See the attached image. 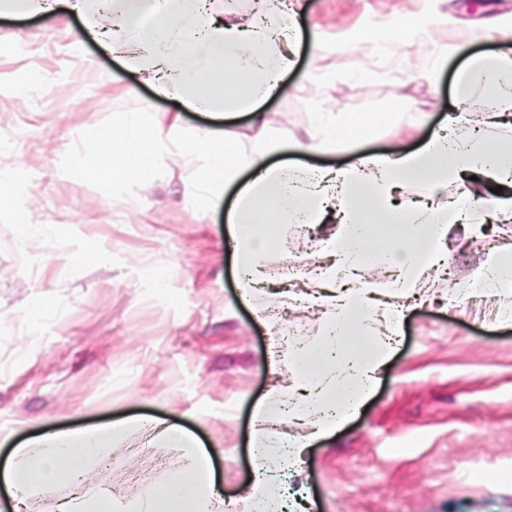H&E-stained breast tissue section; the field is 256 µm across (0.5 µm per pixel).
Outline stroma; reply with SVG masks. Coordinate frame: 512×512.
Returning <instances> with one entry per match:
<instances>
[{
	"label": "stroma",
	"mask_w": 512,
	"mask_h": 512,
	"mask_svg": "<svg viewBox=\"0 0 512 512\" xmlns=\"http://www.w3.org/2000/svg\"><path fill=\"white\" fill-rule=\"evenodd\" d=\"M294 15L289 34L296 61L283 92L259 107L276 136L314 130L321 114L376 112L383 119L355 152L310 157L342 167L357 153L418 149L444 108L465 93L467 135L477 144L512 145V87L492 94L464 86L469 60L512 47L505 24L512 0H284ZM431 18L428 39L393 50L359 40L396 15ZM111 16L52 10L29 0L26 11L0 15V173L24 180L21 199L38 226L27 238L29 261L17 257L18 227L0 210V349L19 353L0 372V463L11 448L50 429L129 427L85 483L112 485L120 471H139L122 488L134 499L174 475L182 453L157 432L131 425L151 416L179 423L210 453L221 489L217 512L244 497L252 467L249 437L255 405L278 376L269 350L280 322L261 321L240 299L233 255L226 251L225 210H198L194 164L162 160L145 183L70 179L80 136L136 112H178L186 130L247 133L250 118L224 108L194 110L159 95L144 71L165 35L146 41L121 34L110 50L93 34ZM323 48L312 52L313 41ZM347 43L346 52L336 50ZM449 48L446 59L437 49ZM52 84L31 85L33 71ZM401 107L388 113L392 98ZM429 113L415 127V113ZM41 131L29 142L30 127ZM479 233L454 226L451 264L423 270L396 347L371 398L344 428L312 443L292 483L310 490L311 512H512V324L497 317L496 298L455 303L458 288L491 250L512 248V223ZM328 222L307 240L285 233L265 257L266 271L295 262L320 265ZM94 253L76 265L82 253ZM176 262L158 284L151 267Z\"/></svg>",
	"instance_id": "stroma-1"
}]
</instances>
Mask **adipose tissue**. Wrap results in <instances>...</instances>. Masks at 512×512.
Wrapping results in <instances>:
<instances>
[{"label": "adipose tissue", "instance_id": "obj_1", "mask_svg": "<svg viewBox=\"0 0 512 512\" xmlns=\"http://www.w3.org/2000/svg\"><path fill=\"white\" fill-rule=\"evenodd\" d=\"M139 16L112 0L114 31L138 30L140 18H149L151 32L176 31L178 54L187 62L182 70L157 62L150 70L161 93L182 97L187 105L209 107L221 102L253 114L257 144L243 152L237 134L198 129L184 136L180 116L162 122L138 114L120 125L92 127L81 136L83 151L70 177L85 180L102 175L113 181H143L158 162L175 156L196 164L197 206L221 204L227 185L242 169L252 177L243 185L228 213L234 229L231 250L243 275L242 298L255 315L265 309L256 290L264 274L262 259L281 244L285 225L320 224L329 206H337L340 226L324 243L326 264L305 290H280L276 298L298 310L320 308L318 338L291 346L278 358L288 380L274 386L258 404V427L253 435L255 466L249 500L262 505L275 492L273 475L281 467H300L307 444L344 426L369 397L390 359L393 342L409 310L407 304L417 273L425 267L445 268L448 233L467 213L487 209L501 222L512 221V148L485 149L457 134L466 120L464 96L449 102L443 133L433 134L416 152L392 151L358 155L344 168L305 173L300 165L270 163L281 149L266 138L270 120L260 112L261 95L278 91L292 70L294 50L286 32L288 14L268 8L260 24L240 19L233 0H206L192 29L182 28L168 8L157 0H140ZM430 28L427 18L400 14L368 39L405 47ZM215 50L200 55V37ZM380 121L376 113H349L320 125L308 138L294 142L300 156L333 151L337 144L356 146L369 139ZM476 176L502 186L501 195L483 197L465 192L454 202L442 193L449 181ZM409 183L427 188L432 199L420 210H406L394 202L397 190ZM394 269L393 281L377 283L364 276L369 266ZM500 298L498 319L512 322V258L489 253L458 300L478 295ZM298 423L306 436L290 453L273 445L269 424ZM123 427L88 429L73 434H45L14 449L0 471L8 491L26 494L56 483H74L100 458ZM164 439L182 447L183 459L175 477L153 487L130 504L101 495L93 500L73 497L58 512H213L215 490L204 459L192 439L176 426L162 428Z\"/></svg>", "mask_w": 512, "mask_h": 512}]
</instances>
